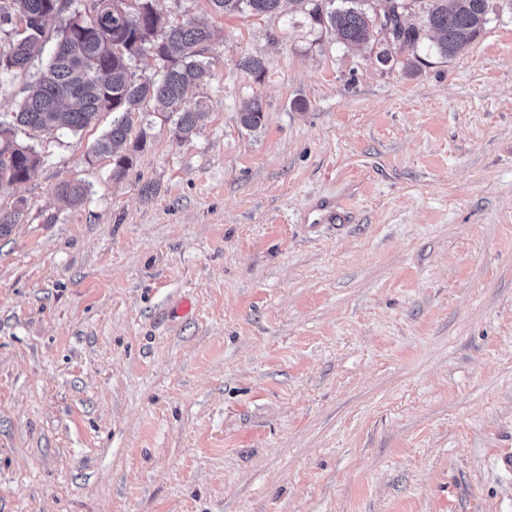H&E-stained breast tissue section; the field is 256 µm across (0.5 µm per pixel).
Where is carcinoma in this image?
<instances>
[{
  "label": "carcinoma",
  "instance_id": "obj_1",
  "mask_svg": "<svg viewBox=\"0 0 512 512\" xmlns=\"http://www.w3.org/2000/svg\"><path fill=\"white\" fill-rule=\"evenodd\" d=\"M70 0H0V34L8 41L0 49V72L26 77L32 59L43 54L50 41L47 23L68 9ZM226 14L276 13L282 0H209ZM302 5L314 24L325 26L336 41L349 48L370 40L379 46L376 59L387 64L405 57L408 68L420 61L418 50L452 58L471 45L489 22V0H293ZM422 16L408 23L404 16L414 3ZM103 14L112 23L100 31L72 24L81 14ZM209 30L196 21L165 24L153 0H86L58 28L45 70L27 85V95L15 113L14 127L0 124V186L28 181L38 170L41 156L20 143L15 128H51L77 133L103 112L113 113L112 127L92 149V155L109 154L115 172L133 163L145 133L129 141L132 115L152 104L177 114L178 139L196 129L198 110L187 104L186 92L209 76L205 52ZM150 53L163 63L158 80L140 79L131 70L134 58ZM258 102L241 115L244 126L261 123Z\"/></svg>",
  "mask_w": 512,
  "mask_h": 512
}]
</instances>
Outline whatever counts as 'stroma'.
<instances>
[{"label": "stroma", "mask_w": 512, "mask_h": 512, "mask_svg": "<svg viewBox=\"0 0 512 512\" xmlns=\"http://www.w3.org/2000/svg\"><path fill=\"white\" fill-rule=\"evenodd\" d=\"M155 7L213 33L192 136L118 176L105 112L0 187V512H512V10L410 71Z\"/></svg>", "instance_id": "stroma-1"}]
</instances>
